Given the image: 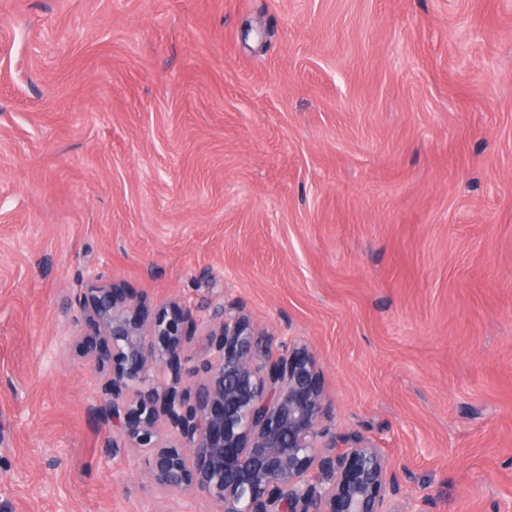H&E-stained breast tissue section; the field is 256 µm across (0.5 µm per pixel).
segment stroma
Masks as SVG:
<instances>
[{"instance_id": "stroma-1", "label": "stroma", "mask_w": 512, "mask_h": 512, "mask_svg": "<svg viewBox=\"0 0 512 512\" xmlns=\"http://www.w3.org/2000/svg\"><path fill=\"white\" fill-rule=\"evenodd\" d=\"M93 280L304 344L414 512H512V0H0V512H218L107 449Z\"/></svg>"}]
</instances>
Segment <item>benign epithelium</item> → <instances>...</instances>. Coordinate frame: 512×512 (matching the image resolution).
<instances>
[{
    "label": "benign epithelium",
    "instance_id": "benign-epithelium-1",
    "mask_svg": "<svg viewBox=\"0 0 512 512\" xmlns=\"http://www.w3.org/2000/svg\"><path fill=\"white\" fill-rule=\"evenodd\" d=\"M77 345L108 377L99 410L112 442L146 457L149 480L203 494L220 512H405L399 473L372 439L336 447L318 362L296 343L220 317L196 365L181 356L197 319L172 305L150 310L120 288L79 298Z\"/></svg>",
    "mask_w": 512,
    "mask_h": 512
}]
</instances>
